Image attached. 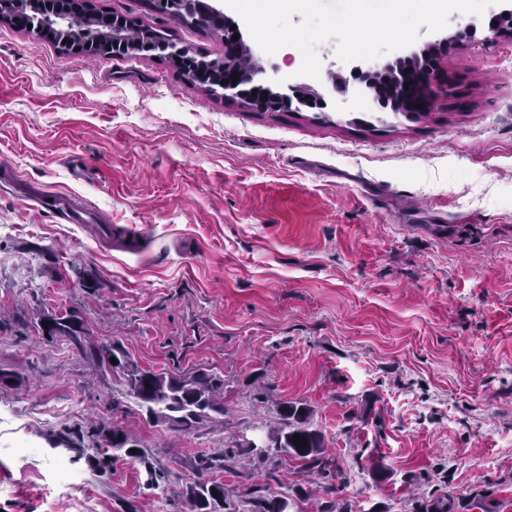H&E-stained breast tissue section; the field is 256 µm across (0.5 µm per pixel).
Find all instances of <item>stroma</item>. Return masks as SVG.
<instances>
[{
    "instance_id": "obj_1",
    "label": "stroma",
    "mask_w": 512,
    "mask_h": 512,
    "mask_svg": "<svg viewBox=\"0 0 512 512\" xmlns=\"http://www.w3.org/2000/svg\"><path fill=\"white\" fill-rule=\"evenodd\" d=\"M218 58L224 44L150 0H92ZM488 15L419 28L452 85L430 112L360 103L337 41L253 53L271 87L328 95L261 112L189 84L158 52L90 55L0 23V512H187L147 467L265 437L302 401L352 512H512V36ZM66 196L88 224L10 185ZM78 311L144 370L224 381L222 427L151 421L110 374L35 324ZM145 459L99 462L100 426ZM67 436L70 446L52 447ZM388 479H373L376 469ZM301 512L317 477L279 459Z\"/></svg>"
}]
</instances>
